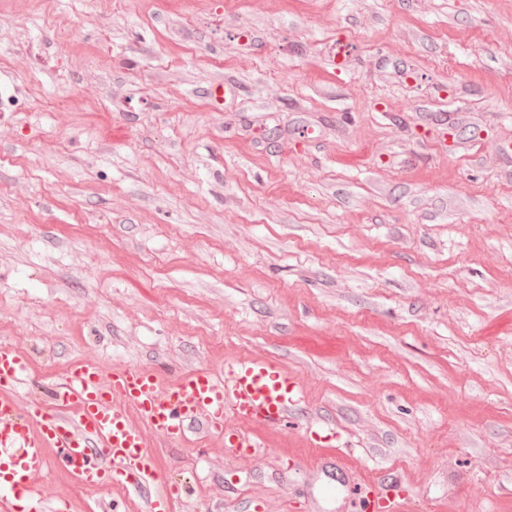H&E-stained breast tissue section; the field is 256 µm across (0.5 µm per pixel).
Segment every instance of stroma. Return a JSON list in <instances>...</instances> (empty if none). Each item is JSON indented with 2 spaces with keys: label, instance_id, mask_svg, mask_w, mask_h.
<instances>
[{
  "label": "stroma",
  "instance_id": "1",
  "mask_svg": "<svg viewBox=\"0 0 512 512\" xmlns=\"http://www.w3.org/2000/svg\"><path fill=\"white\" fill-rule=\"evenodd\" d=\"M1 346L23 406L293 372L255 451L148 432L170 512H512V0H0ZM47 457L44 500L141 512ZM29 358L16 349L0 348V387H18L29 375Z\"/></svg>",
  "mask_w": 512,
  "mask_h": 512
}]
</instances>
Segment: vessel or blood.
I'll return each mask as SVG.
<instances>
[{
  "label": "vessel or blood",
  "instance_id": "b4317fda",
  "mask_svg": "<svg viewBox=\"0 0 512 512\" xmlns=\"http://www.w3.org/2000/svg\"><path fill=\"white\" fill-rule=\"evenodd\" d=\"M29 370L24 353L0 348V500L24 501L28 512H47L33 477L51 448L83 486H144L147 512H168L183 487L158 478L147 438L129 423L128 411L168 437L185 436L203 424L223 437L225 447L238 451L257 443L228 425V418L259 427L280 424L304 398L296 377L276 363L240 358L225 365L223 373L195 371L165 389L145 368L114 367L104 384L96 365H79L55 385L53 406L34 401L23 408L8 391ZM70 405L75 412L69 416L64 409Z\"/></svg>",
  "mask_w": 512,
  "mask_h": 512
}]
</instances>
